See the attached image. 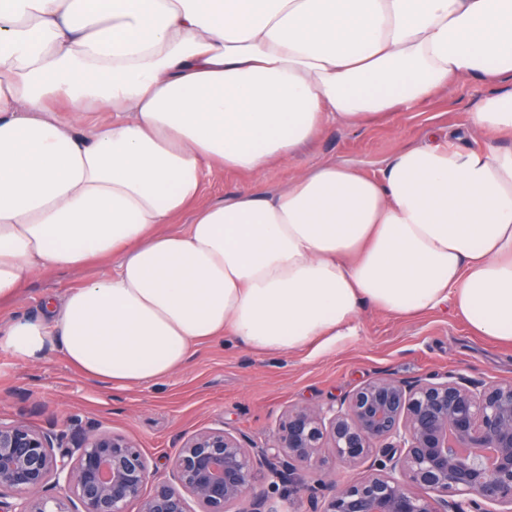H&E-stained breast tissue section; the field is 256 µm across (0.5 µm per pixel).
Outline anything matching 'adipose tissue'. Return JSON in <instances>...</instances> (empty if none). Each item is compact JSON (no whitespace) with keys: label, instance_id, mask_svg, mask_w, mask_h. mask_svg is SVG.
<instances>
[{"label":"adipose tissue","instance_id":"ef3b65f1","mask_svg":"<svg viewBox=\"0 0 512 512\" xmlns=\"http://www.w3.org/2000/svg\"><path fill=\"white\" fill-rule=\"evenodd\" d=\"M471 82L498 91L469 126L380 173L291 167L329 127ZM273 166L276 191L203 199L208 175ZM108 260L0 325V351L57 344L123 388L224 335L325 348L367 304L447 303L511 343L512 0H0V301Z\"/></svg>","mask_w":512,"mask_h":512}]
</instances>
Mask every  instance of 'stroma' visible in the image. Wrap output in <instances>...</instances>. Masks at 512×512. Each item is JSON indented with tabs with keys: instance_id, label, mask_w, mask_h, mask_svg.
<instances>
[{
	"instance_id": "obj_1",
	"label": "stroma",
	"mask_w": 512,
	"mask_h": 512,
	"mask_svg": "<svg viewBox=\"0 0 512 512\" xmlns=\"http://www.w3.org/2000/svg\"><path fill=\"white\" fill-rule=\"evenodd\" d=\"M490 92L480 84L464 86L403 111L395 125L380 121L360 129L330 128L298 151L293 166L336 160L379 172L406 143L420 140L425 128L465 129ZM256 181L271 189L284 186L288 169L271 167ZM256 181L220 174L212 179L209 194L221 197ZM105 270L94 264L34 280L13 302L0 305V324L40 316L46 296L63 295ZM448 372L483 384L512 381V344L474 335L447 304L412 317L368 306L355 335L325 349L258 352L227 336L196 347L171 376L120 390L86 379L57 350L37 362L0 351V417L42 428L124 434L162 473L184 436L192 433L220 428L262 446L288 408L339 402L380 377L411 383Z\"/></svg>"
}]
</instances>
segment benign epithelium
Returning <instances> with one entry per match:
<instances>
[{"mask_svg": "<svg viewBox=\"0 0 512 512\" xmlns=\"http://www.w3.org/2000/svg\"><path fill=\"white\" fill-rule=\"evenodd\" d=\"M330 460L360 476L336 483ZM150 474L125 435L0 417V512H190L188 494L198 512H275L287 486L314 512H512V382L376 379L337 404L288 409L262 448L195 432L167 476Z\"/></svg>", "mask_w": 512, "mask_h": 512, "instance_id": "obj_1", "label": "benign epithelium"}]
</instances>
